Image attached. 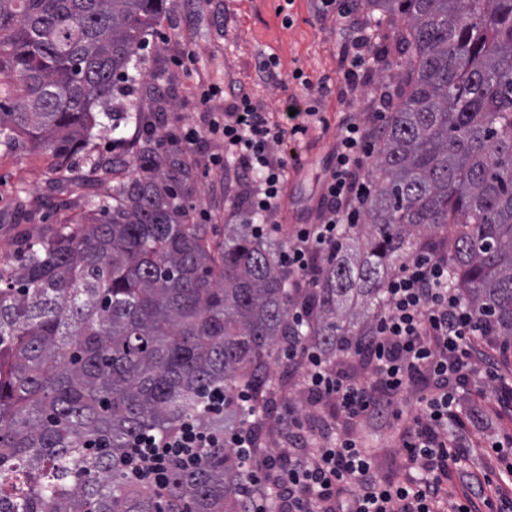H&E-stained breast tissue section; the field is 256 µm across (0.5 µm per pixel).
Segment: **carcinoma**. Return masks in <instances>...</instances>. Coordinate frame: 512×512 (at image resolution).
<instances>
[{"label":"carcinoma","mask_w":512,"mask_h":512,"mask_svg":"<svg viewBox=\"0 0 512 512\" xmlns=\"http://www.w3.org/2000/svg\"><path fill=\"white\" fill-rule=\"evenodd\" d=\"M363 6L380 25L405 21L400 87L368 170V224L344 228L305 289L279 262L284 242L191 222L193 165L161 149L162 102L124 111L167 0H0L3 143L42 148L65 193L59 160L123 121L145 128L131 174L74 200L80 222L26 233L0 262V512H239L232 449H203L157 487L126 478L130 443L188 417L214 430L245 421L201 399L268 392L290 336L350 355L388 269L425 250L448 259V286L487 339L512 349V0Z\"/></svg>","instance_id":"carcinoma-1"}]
</instances>
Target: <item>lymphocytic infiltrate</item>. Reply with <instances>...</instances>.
<instances>
[{
  "label": "lymphocytic infiltrate",
  "instance_id": "1",
  "mask_svg": "<svg viewBox=\"0 0 512 512\" xmlns=\"http://www.w3.org/2000/svg\"><path fill=\"white\" fill-rule=\"evenodd\" d=\"M334 12L343 33L345 84L358 90L374 59L367 25L353 26L358 7L352 0H320ZM312 98L302 122L285 126L274 113L253 104L236 83L209 85L202 104L223 98L206 128H186L176 136L178 151L186 152L203 139L223 143L212 166L230 174L222 184L225 197L256 236L276 234L288 157L278 151L286 135L306 134L319 122L316 101L329 91L327 83L307 85ZM376 140L354 112L344 113L335 162L320 200L315 224L295 225L279 254L296 287H314L319 264L330 259L343 228L360 223L372 190L367 175ZM384 305L371 329L354 346L368 366L363 378L343 376L325 352L305 341H290L282 362L302 369L301 391L314 409L331 407L348 421L368 417L381 396H396L419 374L433 387L424 396V411L402 434V448L414 479L389 481L378 477L373 457L353 431L334 432L325 422L311 423L290 403L278 415L281 425L277 452H261L251 427L232 425L213 431L193 418L174 434L135 440L123 462L129 478L162 485L173 461L195 463L201 448L234 450L245 469L240 487L243 512H442L444 487L452 469L461 467L471 449L467 432L487 426L490 412L474 401L461 404L460 387L470 377L494 382L503 405H512V382L500 378L481 358L475 340L483 333L472 310L448 286V262L424 252L401 263L383 284Z\"/></svg>",
  "mask_w": 512,
  "mask_h": 512
}]
</instances>
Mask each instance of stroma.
<instances>
[{
	"mask_svg": "<svg viewBox=\"0 0 512 512\" xmlns=\"http://www.w3.org/2000/svg\"><path fill=\"white\" fill-rule=\"evenodd\" d=\"M341 45L335 17L318 15L315 0H169L166 13L139 51L141 76L136 96L147 103L157 97L169 101L164 131L172 134L186 125L205 127L208 116L197 99L200 85L235 81L258 107L277 113L288 98L302 108L309 104L302 80L293 78L295 71H302L303 80L315 84L328 81L330 91L319 102L323 123L311 125L306 135L285 137L279 147L294 158L278 217L288 232L294 225L313 224L318 219L343 113H358L370 128L380 125L371 93L377 85H391L398 73L395 29L378 27L374 70L361 94L346 93ZM268 57L277 63L273 79L259 69L260 61ZM220 150V144L204 140L190 152L197 163L194 222L205 217L219 225L240 220L218 188L220 173L206 169L210 156ZM49 164L47 155L30 143L0 144V258L12 253L20 233L52 223L64 213L68 196L50 184ZM20 188L27 190L31 201L22 221L15 216L14 203ZM427 390L426 381H416L395 398L391 411L363 420L362 440L375 455L381 478L404 477L399 437L418 413V399ZM505 432H512L508 410L500 412L481 434L482 446L472 452L467 465L452 471L445 512H452L457 503L469 504L472 512H501L500 499L486 501L475 489L496 467L491 443Z\"/></svg>",
	"mask_w": 512,
	"mask_h": 512,
	"instance_id": "obj_1",
	"label": "stroma"
}]
</instances>
